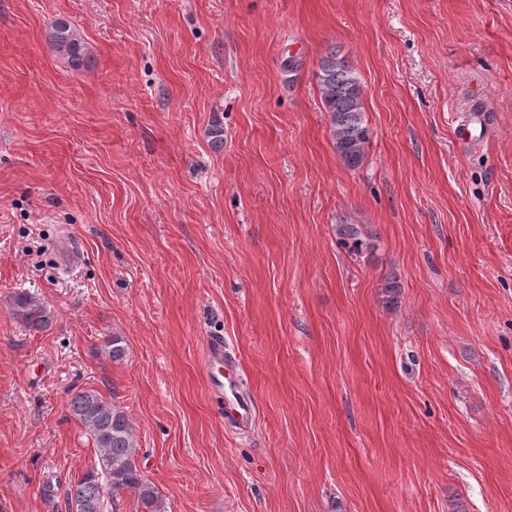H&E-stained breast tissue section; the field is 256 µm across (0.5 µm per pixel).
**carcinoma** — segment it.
Returning a JSON list of instances; mask_svg holds the SVG:
<instances>
[{
  "mask_svg": "<svg viewBox=\"0 0 512 512\" xmlns=\"http://www.w3.org/2000/svg\"><path fill=\"white\" fill-rule=\"evenodd\" d=\"M49 38L57 54L74 69L86 64L83 42L76 28L64 18L55 19ZM318 89L329 115L333 147L350 169L359 168L370 139L363 106V87L348 56L333 49L321 58ZM212 149L224 148V126L216 120L207 130ZM336 236L349 252L359 254L365 245L357 224L336 225ZM12 314L29 331H42L52 321L50 311L37 297L17 291L11 298ZM104 351L114 362L127 353L124 337H105ZM72 416L83 426L98 449L94 463L64 492L65 512H118L119 495L132 493L139 512H162L155 487L143 477L138 448L128 415L95 389H83L69 401Z\"/></svg>",
  "mask_w": 512,
  "mask_h": 512,
  "instance_id": "cac0c4a2",
  "label": "carcinoma"
}]
</instances>
